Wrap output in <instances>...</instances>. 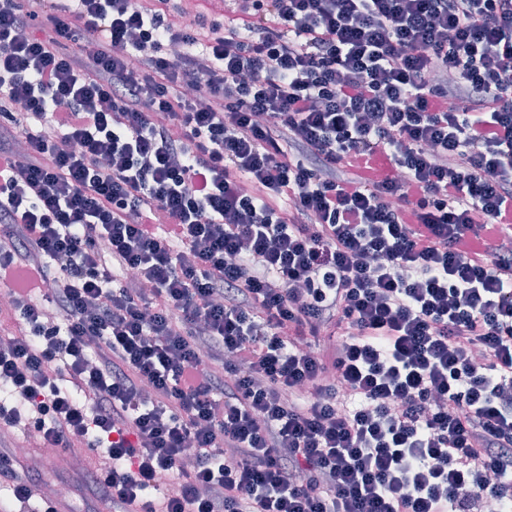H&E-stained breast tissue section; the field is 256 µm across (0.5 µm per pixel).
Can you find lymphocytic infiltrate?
I'll use <instances>...</instances> for the list:
<instances>
[{
  "instance_id": "f902f5d3",
  "label": "lymphocytic infiltrate",
  "mask_w": 512,
  "mask_h": 512,
  "mask_svg": "<svg viewBox=\"0 0 512 512\" xmlns=\"http://www.w3.org/2000/svg\"><path fill=\"white\" fill-rule=\"evenodd\" d=\"M169 11L0 0V430L114 512H512V0Z\"/></svg>"
}]
</instances>
